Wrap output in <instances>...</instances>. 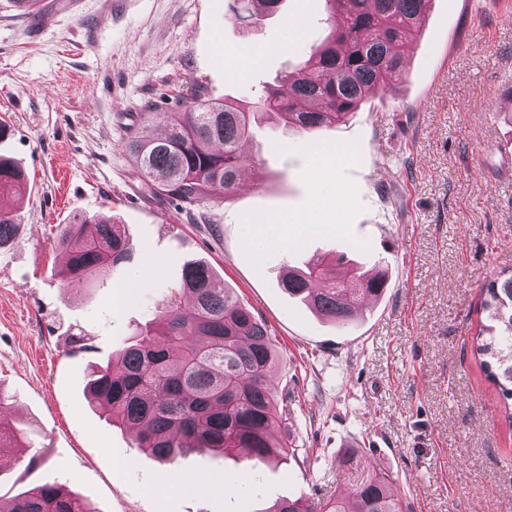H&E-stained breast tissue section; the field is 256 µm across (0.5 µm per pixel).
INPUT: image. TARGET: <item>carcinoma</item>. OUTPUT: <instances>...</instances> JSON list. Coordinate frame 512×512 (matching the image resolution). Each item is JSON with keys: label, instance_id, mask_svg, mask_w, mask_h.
I'll return each mask as SVG.
<instances>
[{"label": "carcinoma", "instance_id": "1", "mask_svg": "<svg viewBox=\"0 0 512 512\" xmlns=\"http://www.w3.org/2000/svg\"><path fill=\"white\" fill-rule=\"evenodd\" d=\"M281 0H229L243 28L272 13ZM331 34L298 69L285 74L247 104L214 102L198 89L178 112L169 113L157 136L152 113L142 112L130 128L126 150L134 157L145 188L186 204L212 190L231 194L244 166L241 152L260 114L312 131L336 123L375 90L392 87L403 75L405 49L431 0H326ZM20 169L0 155V200L21 190ZM17 216L0 203V248L17 236ZM68 285L102 278L123 263L133 244L115 220L85 218L64 226ZM334 263L323 260L290 269L288 293L301 295L325 319L339 326L356 316L360 294L381 295L368 280L354 293ZM189 299L175 303L153 326L138 332L112 363L92 373L87 390L103 414L137 431L138 447L160 461L188 449L232 450L254 461L287 454L288 420L278 407L270 377L278 354L267 326L218 281L203 261H190L175 287ZM488 313L473 339V354L486 378L499 388L502 419L512 429V268L501 270L481 291ZM8 397L0 391V447L24 446L26 432L4 417ZM351 487L347 498L313 501L286 498L264 512H403L388 475L350 448L336 460ZM0 512H94L64 486L32 487L7 501Z\"/></svg>", "mask_w": 512, "mask_h": 512}]
</instances>
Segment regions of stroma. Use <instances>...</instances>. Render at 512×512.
Segmentation results:
<instances>
[{
  "mask_svg": "<svg viewBox=\"0 0 512 512\" xmlns=\"http://www.w3.org/2000/svg\"><path fill=\"white\" fill-rule=\"evenodd\" d=\"M327 17L326 0H283L246 32L228 0H75L45 23L0 0V155L28 179L8 199L18 236L0 248V388L32 443L0 460V497L57 483L95 512H264L348 494L336 459L357 448L404 512H512V430L471 350L481 290L512 267V108H498L512 92V0H431L394 90L311 133L264 120L230 195L152 197L125 150L138 113L164 131L194 86L257 98L326 41ZM280 214L290 235L247 241V225ZM82 216L114 217L134 249L104 281L70 286L57 236ZM339 255L387 273L345 326L280 286L286 267ZM193 259L276 344L287 457L162 464L86 397L91 366L172 305ZM176 474L187 489H167Z\"/></svg>",
  "mask_w": 512,
  "mask_h": 512,
  "instance_id": "1",
  "label": "stroma"
}]
</instances>
